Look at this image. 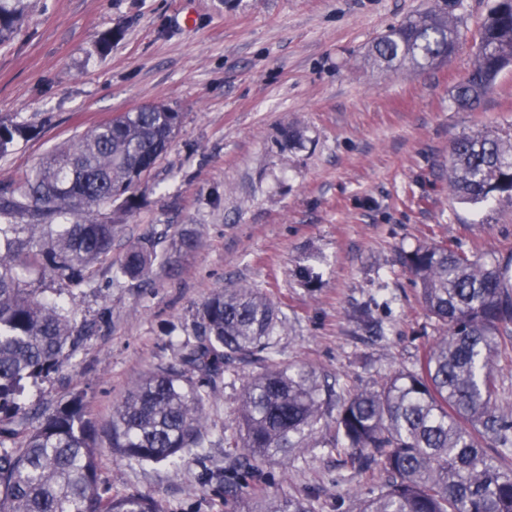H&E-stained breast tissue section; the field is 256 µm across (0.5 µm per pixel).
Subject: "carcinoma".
<instances>
[{"label": "carcinoma", "instance_id": "carcinoma-1", "mask_svg": "<svg viewBox=\"0 0 512 512\" xmlns=\"http://www.w3.org/2000/svg\"><path fill=\"white\" fill-rule=\"evenodd\" d=\"M461 0L391 28L372 47L375 64L445 62L458 44ZM26 0H0V44L17 33ZM512 66V0H492L472 68L452 92L460 109L478 104ZM182 122L165 105L123 112L49 151L23 184L0 193V512H163L153 497L114 495L101 486L95 425L86 395L73 390L48 409L22 406L26 382L45 379L84 340L62 299L27 286L37 270L86 284L112 251L139 205L135 190L168 151ZM35 133L0 120V157ZM448 187L463 203L512 202V131L465 134L452 143ZM185 230L157 251L130 243L116 276L141 287L153 269L176 270L173 255L195 250ZM430 318L442 329L415 370L378 389H359L328 415L331 394L316 371L284 367L273 336L280 311L261 289L230 283L202 303L195 343L178 364L150 372L117 405L111 447L140 463H157L205 447L206 410L224 372L259 364L242 376L234 447L224 468V512H313L307 498L267 491L264 466L321 444L341 448L358 471L379 467L385 480L359 512H512V472L492 445L512 440L494 403L497 337L512 334V265L470 256L446 242L400 254Z\"/></svg>", "mask_w": 512, "mask_h": 512}]
</instances>
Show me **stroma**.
<instances>
[{
  "mask_svg": "<svg viewBox=\"0 0 512 512\" xmlns=\"http://www.w3.org/2000/svg\"><path fill=\"white\" fill-rule=\"evenodd\" d=\"M490 4L463 0L452 60L417 71L377 68L370 51L435 0H30L21 31L0 45V119L37 132L0 158V188L112 115L151 105L182 114L111 255L75 291L82 345L25 392L30 406L85 392L113 493L153 496L164 512H224L211 474L242 455L226 441L240 382L219 384L200 455L138 464L109 443L114 407L177 361L214 290L262 289L282 312L279 362L315 369L337 406L414 369L439 335L400 251L444 240L512 260V203L460 202L445 177L455 138L512 126V67L477 109L451 100ZM108 32L102 56L95 44ZM183 229L200 245L177 257V273L155 270L146 288L115 278L129 242ZM364 305L368 325L352 317ZM498 342L494 399L512 421V335ZM267 471L274 493L310 498L314 512H358L380 483L378 471H355L341 449L319 445Z\"/></svg>",
  "mask_w": 512,
  "mask_h": 512,
  "instance_id": "obj_1",
  "label": "stroma"
}]
</instances>
